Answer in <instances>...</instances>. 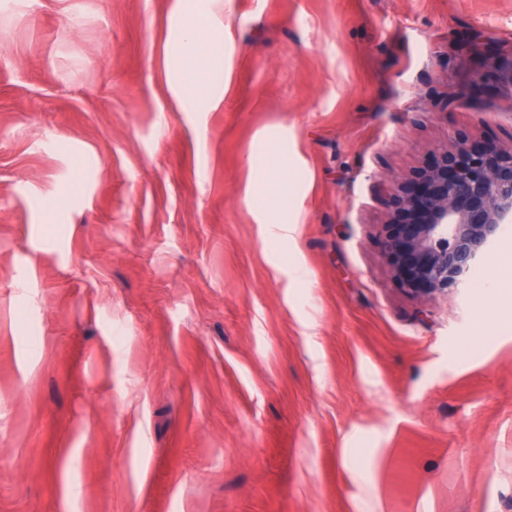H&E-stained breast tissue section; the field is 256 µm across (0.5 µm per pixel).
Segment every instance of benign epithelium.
<instances>
[{"label":"benign epithelium","instance_id":"1","mask_svg":"<svg viewBox=\"0 0 512 512\" xmlns=\"http://www.w3.org/2000/svg\"><path fill=\"white\" fill-rule=\"evenodd\" d=\"M420 180L426 218L388 234L384 252L405 254L406 282L426 298L468 287L502 226L512 222V142L445 153Z\"/></svg>","mask_w":512,"mask_h":512}]
</instances>
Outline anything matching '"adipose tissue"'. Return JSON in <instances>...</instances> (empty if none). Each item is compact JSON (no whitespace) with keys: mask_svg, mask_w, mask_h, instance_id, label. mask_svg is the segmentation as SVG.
I'll return each instance as SVG.
<instances>
[{"mask_svg":"<svg viewBox=\"0 0 512 512\" xmlns=\"http://www.w3.org/2000/svg\"><path fill=\"white\" fill-rule=\"evenodd\" d=\"M168 87L182 112L224 103V0H173L168 28ZM256 177L246 198L266 215L288 199L286 156L269 141L254 147Z\"/></svg>","mask_w":512,"mask_h":512,"instance_id":"obj_1","label":"adipose tissue"}]
</instances>
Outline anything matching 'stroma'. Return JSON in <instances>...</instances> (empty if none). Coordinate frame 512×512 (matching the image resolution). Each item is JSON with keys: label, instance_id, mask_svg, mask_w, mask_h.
<instances>
[{"label": "stroma", "instance_id": "stroma-1", "mask_svg": "<svg viewBox=\"0 0 512 512\" xmlns=\"http://www.w3.org/2000/svg\"><path fill=\"white\" fill-rule=\"evenodd\" d=\"M171 6L0 0V512H512V223L423 304L384 255L406 181L512 141V0H226L194 115ZM253 158L258 162L253 185L247 189L246 199L256 204L276 222L277 204L288 200L287 156L269 141L262 140L254 147Z\"/></svg>", "mask_w": 512, "mask_h": 512}]
</instances>
